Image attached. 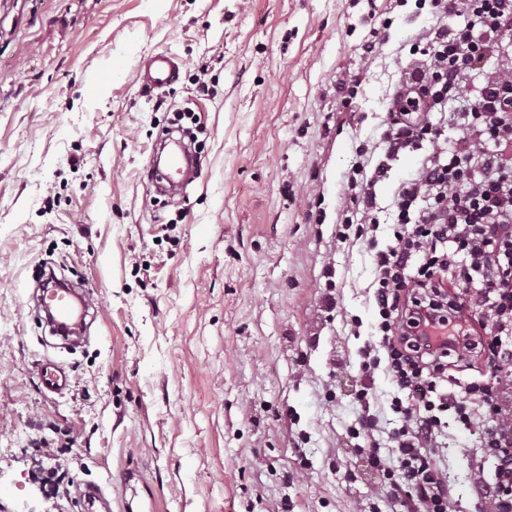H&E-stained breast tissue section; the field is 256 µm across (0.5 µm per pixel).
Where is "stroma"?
<instances>
[{"label":"stroma","mask_w":512,"mask_h":512,"mask_svg":"<svg viewBox=\"0 0 512 512\" xmlns=\"http://www.w3.org/2000/svg\"><path fill=\"white\" fill-rule=\"evenodd\" d=\"M371 13L391 21L375 38ZM434 23L418 0H0V512H81L90 484L112 512H389L350 436L372 253L336 219L346 172L378 160L356 149L386 128L410 40ZM158 51L182 60L179 81L147 92L136 74ZM349 75L362 84L346 110ZM184 108L196 177L161 196L144 172ZM422 157L375 186L379 244ZM49 263L92 292L70 351L34 310ZM46 359L64 393L45 392ZM395 392L375 371L383 443ZM479 439L449 424L438 458L457 512L478 508Z\"/></svg>","instance_id":"35a3bbf8"}]
</instances>
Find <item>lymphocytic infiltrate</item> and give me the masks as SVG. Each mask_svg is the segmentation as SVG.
<instances>
[{
	"instance_id": "obj_1",
	"label": "lymphocytic infiltrate",
	"mask_w": 512,
	"mask_h": 512,
	"mask_svg": "<svg viewBox=\"0 0 512 512\" xmlns=\"http://www.w3.org/2000/svg\"><path fill=\"white\" fill-rule=\"evenodd\" d=\"M433 28L413 39L404 89L390 100L391 120L381 136L374 172L362 158L346 174L349 203L340 209L336 235L363 237L373 230L375 185L404 152L425 149L415 178L394 199L392 241L372 255V299L377 341L362 351L361 372L384 369L400 390L392 410L402 425L381 452L369 413V390L358 399L366 413L352 435L355 452L382 475L389 498L404 512H455L454 496L437 457L444 446L443 415L479 427L480 456L492 476L473 487L490 512H512V0H429ZM463 25H455V18ZM494 67L480 83L473 71ZM463 134L464 148L441 144L434 115ZM451 296L470 327L445 317L437 299ZM484 331L487 378L465 383L446 359L469 356L476 331ZM444 340L429 351L424 341Z\"/></svg>"
}]
</instances>
